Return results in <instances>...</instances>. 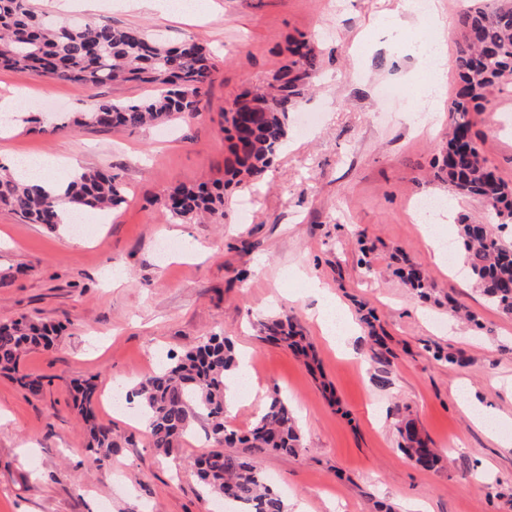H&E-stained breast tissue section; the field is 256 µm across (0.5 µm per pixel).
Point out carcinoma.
<instances>
[{
    "mask_svg": "<svg viewBox=\"0 0 512 512\" xmlns=\"http://www.w3.org/2000/svg\"><path fill=\"white\" fill-rule=\"evenodd\" d=\"M456 25L458 82L448 106V140L435 165L454 193L481 199L505 226L512 223V186L482 155L472 133L471 114L484 111L494 91L512 85V0H500L492 8L486 0H470L459 11ZM318 67L319 57L308 39L290 41L288 60L272 76V93L247 91L236 101L237 109L222 114L229 150L224 179L175 188L160 200L165 212L181 223L204 215L224 219L226 192L262 180L283 149L288 112L310 88ZM0 68L47 75L90 90L132 81L157 86L158 94L151 98L102 101L93 111L68 121L79 128L126 129L195 116L215 72L205 48L191 37L177 47L164 48L139 28L54 23L37 12L31 0H0ZM65 199L76 211L115 210L124 203L125 186L117 173H82L70 182ZM0 205L51 231L62 223L57 199L36 183L16 179L3 166ZM458 236L464 266L476 287L500 314L512 317V245L499 237L494 225L482 221L460 220ZM397 275L419 298H434V284L419 266L404 262ZM361 308L369 327L370 359L383 365L387 347L385 337L376 332L378 316L364 304ZM57 332L55 325L28 318L0 323V370L17 371L25 350L50 348ZM261 333L306 366L315 364L314 346L292 318H270L261 323ZM239 363L233 342L215 334L163 362L152 376L136 384L128 400L137 404L148 422L151 447L165 453L190 435L195 419L208 421L207 438L214 450L191 463L208 496L230 502L232 512H288L286 499L272 489L254 455L268 451L295 458L305 451L301 433L288 402L277 393L248 434L240 436L225 427L228 380ZM75 391V406L85 421L95 460L111 457L120 443L112 436L111 425L94 416L95 384L86 380ZM398 432L401 450L411 460L427 469L441 463V455L413 421L400 422ZM232 445L241 451L222 450Z\"/></svg>",
    "mask_w": 512,
    "mask_h": 512,
    "instance_id": "1",
    "label": "carcinoma"
}]
</instances>
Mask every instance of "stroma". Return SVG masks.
<instances>
[{
    "label": "stroma",
    "instance_id": "1",
    "mask_svg": "<svg viewBox=\"0 0 512 512\" xmlns=\"http://www.w3.org/2000/svg\"><path fill=\"white\" fill-rule=\"evenodd\" d=\"M191 18L166 16L142 0H98L95 9L55 0L54 19L137 27L163 45L191 37L216 66L202 110L159 127L41 132L99 101L154 96L144 83L95 90L21 70L0 69V97L26 91L29 120L0 135V163L25 155L54 160L56 172L111 170L126 201L90 227L48 232L0 207V322L36 316L60 328L50 349L32 348L19 372L44 380L32 395L0 372V512H216L190 466L207 452L208 423L169 456L151 448L135 413L112 410L115 380L134 385L160 357L181 355L222 333L248 358L257 389L237 392L228 428H251L273 393L287 398L306 447L299 457L256 461L289 507L303 512H512V318L489 305L463 271L462 255L435 261L411 199H448L433 164L445 141L448 105L418 126L410 52L428 20L400 15V39L378 25L400 0H196ZM305 36L320 64L288 117L286 144L267 179L229 197L220 224H182L155 204L168 190L224 175L228 143L221 114L247 89L265 87L289 38ZM472 131L498 175L512 183V127L491 132L485 113ZM366 232L372 272L357 267ZM429 275L440 296L471 309L461 324L443 303L419 300L396 275L395 254ZM353 329L345 351L322 335L325 298ZM373 307L393 355H365L358 303ZM288 315L314 344L323 380L288 350L261 341L257 322ZM461 353L464 365L433 356ZM97 386L95 416L120 448L96 463L72 406V383ZM466 384L490 429L475 425L455 394ZM415 421L445 456L429 470L398 448L397 425Z\"/></svg>",
    "mask_w": 512,
    "mask_h": 512
}]
</instances>
